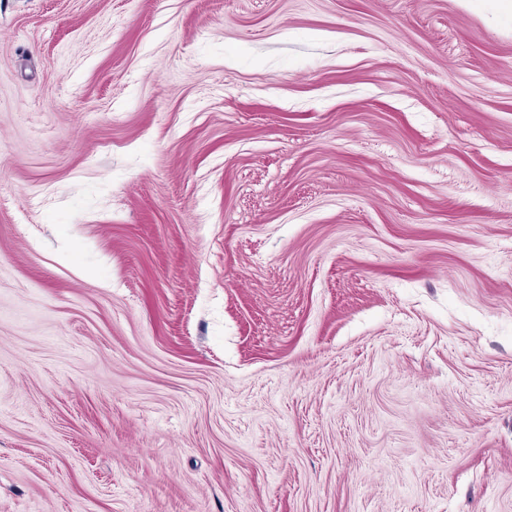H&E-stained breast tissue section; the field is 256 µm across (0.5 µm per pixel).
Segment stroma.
Returning <instances> with one entry per match:
<instances>
[{"label":"stroma","instance_id":"35a3bbf8","mask_svg":"<svg viewBox=\"0 0 512 512\" xmlns=\"http://www.w3.org/2000/svg\"><path fill=\"white\" fill-rule=\"evenodd\" d=\"M0 512H512V0H0Z\"/></svg>","mask_w":512,"mask_h":512}]
</instances>
